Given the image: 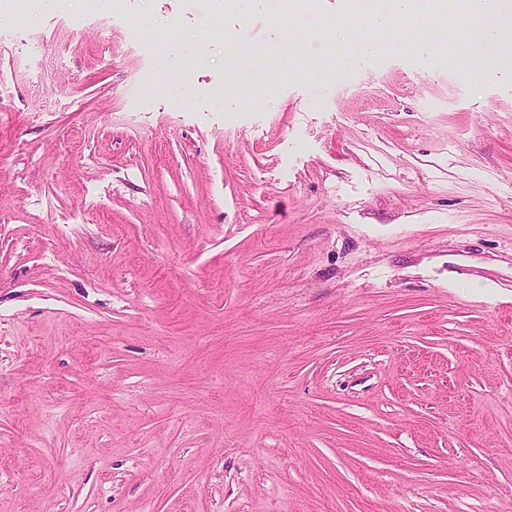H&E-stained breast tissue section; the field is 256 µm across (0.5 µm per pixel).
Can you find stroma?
Wrapping results in <instances>:
<instances>
[{
    "instance_id": "1",
    "label": "stroma",
    "mask_w": 512,
    "mask_h": 512,
    "mask_svg": "<svg viewBox=\"0 0 512 512\" xmlns=\"http://www.w3.org/2000/svg\"><path fill=\"white\" fill-rule=\"evenodd\" d=\"M223 3L0 0V512H512V65Z\"/></svg>"
}]
</instances>
